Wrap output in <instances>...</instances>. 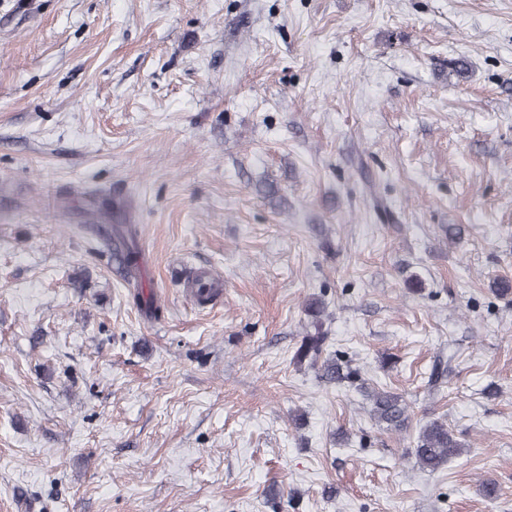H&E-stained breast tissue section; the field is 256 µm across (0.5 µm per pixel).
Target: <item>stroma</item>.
Returning a JSON list of instances; mask_svg holds the SVG:
<instances>
[{"mask_svg": "<svg viewBox=\"0 0 512 512\" xmlns=\"http://www.w3.org/2000/svg\"><path fill=\"white\" fill-rule=\"evenodd\" d=\"M505 276L512 0H0V512H512ZM328 336L322 333L319 328L314 334L304 336L300 346L295 353V359L301 362L307 358L312 361V364H317L318 360L327 348ZM322 376L329 382L336 383L338 385L347 386H358V384H364V380L361 376V371L358 368L351 366L349 361L343 360L341 357L326 359L321 365ZM361 382V383H358ZM368 397L371 402L372 418L396 433L407 431L411 416L409 405L402 395L378 387L373 388ZM463 451V443L444 419H432L420 426L414 454L422 470L434 472L442 469Z\"/></svg>", "mask_w": 512, "mask_h": 512, "instance_id": "stroma-1", "label": "stroma"}]
</instances>
